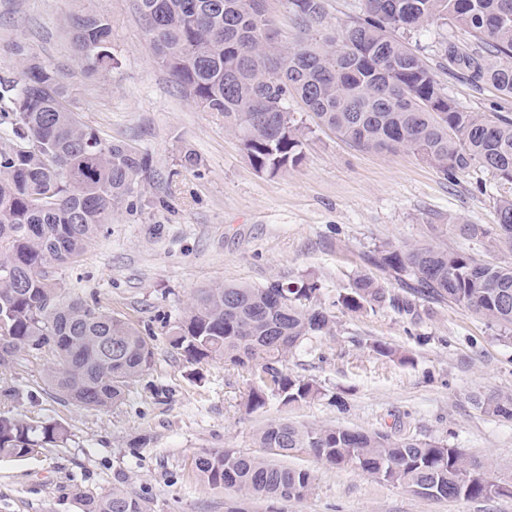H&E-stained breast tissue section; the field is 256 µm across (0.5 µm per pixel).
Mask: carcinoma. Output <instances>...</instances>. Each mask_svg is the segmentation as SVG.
<instances>
[{
	"label": "carcinoma",
	"instance_id": "1",
	"mask_svg": "<svg viewBox=\"0 0 512 512\" xmlns=\"http://www.w3.org/2000/svg\"><path fill=\"white\" fill-rule=\"evenodd\" d=\"M299 38L278 39L263 0H138L154 58L176 89L201 112L224 121L252 167L274 176L298 167L309 128L288 110L298 100L317 124L364 151H407L446 178L480 167L512 184V118L461 110L418 52L396 36L438 20L471 37L444 46L448 66L512 99V0H361L360 14L333 34L322 32L324 0H287ZM74 55L87 78L116 63L112 26L101 14L70 21ZM20 75L0 78V370L50 354L43 382L62 401L88 410L121 403L148 370L154 348L127 318L65 294L55 270L71 264L112 212L134 197L153 158L124 140H106L76 111L71 86L51 66L16 45ZM497 232L454 224L455 234L512 251V197L497 201ZM368 261L401 291L367 274L339 295L347 310L390 306L415 312L412 298L465 307L488 324L512 328V262H491L431 240L387 244ZM313 289L293 281L264 287L200 288L189 311L168 330L169 344L189 363L226 360L247 368L244 406L284 405L322 395L316 382L288 374L285 357L335 322L308 304ZM372 350L401 364L411 358L375 341ZM512 419V398L486 404ZM261 448L275 458L232 449L194 459L208 485L233 487L259 502L301 500L314 476L286 459L309 451L331 467H350L432 500L492 501L512 496V481L492 479L491 463L457 448L383 429L304 426L282 420L259 428ZM69 440L58 421L34 422L0 412V459L26 460ZM80 512H150L148 501L118 479L100 496L79 497Z\"/></svg>",
	"mask_w": 512,
	"mask_h": 512
}]
</instances>
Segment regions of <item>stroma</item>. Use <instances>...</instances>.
Listing matches in <instances>:
<instances>
[{
	"label": "stroma",
	"instance_id": "obj_1",
	"mask_svg": "<svg viewBox=\"0 0 512 512\" xmlns=\"http://www.w3.org/2000/svg\"><path fill=\"white\" fill-rule=\"evenodd\" d=\"M86 12L112 24L117 63L97 80L80 73L70 44L68 23ZM403 37L461 109L512 117V101L441 68L443 46L468 42L465 31L438 22ZM17 43L64 75L78 112L103 138L126 140L153 158L138 196L57 278L149 334L155 356L123 403L105 410L56 399L42 380L44 360L0 373V411L59 421L71 432L64 446L0 461V512H79L77 494L107 493L120 475L148 499L150 512H225L240 493L201 482L195 458L227 448L262 455L255 432L274 420L432 438L490 460L494 476L512 477V420L483 407L512 396V335L425 298L412 315L389 307L353 313L337 302L359 274H377L366 256L382 244L428 240L440 224L494 227L496 200L512 195L511 184L483 168L447 179L412 153L364 152L318 126L296 169L258 173L237 137L178 93L155 62L136 0H0V77H18ZM188 148L203 158L201 173L180 167ZM283 278L317 284L313 305L336 319L334 335L311 338L283 363L322 394L292 405L273 399L250 413L243 405L249 371L187 363L165 325L183 316L197 289ZM375 341L408 353L412 364L377 356ZM292 463L312 472V493L257 504V512H512L508 497L430 501L309 453Z\"/></svg>",
	"mask_w": 512,
	"mask_h": 512
}]
</instances>
